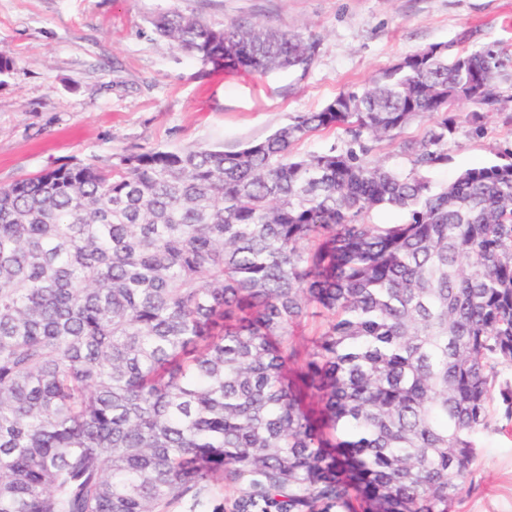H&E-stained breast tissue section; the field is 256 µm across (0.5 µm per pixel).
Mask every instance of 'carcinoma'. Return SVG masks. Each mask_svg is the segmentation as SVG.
Segmentation results:
<instances>
[{
  "label": "carcinoma",
  "mask_w": 512,
  "mask_h": 512,
  "mask_svg": "<svg viewBox=\"0 0 512 512\" xmlns=\"http://www.w3.org/2000/svg\"><path fill=\"white\" fill-rule=\"evenodd\" d=\"M215 68L318 42L168 11ZM226 152L154 148L0 186V512H455L495 397L512 422V152L438 190L448 100H512V55L433 45ZM404 142L407 167L374 155ZM339 146L304 154L311 134ZM396 209L401 224H371ZM427 123L425 121L416 122L409 126L400 139L396 142L389 143H381L376 148V154L381 156H389L390 161L397 165H405L406 157L403 152V142L420 138L424 130L426 128ZM344 135L334 129L324 130L312 134L309 138L301 141L294 147L295 152L305 153L309 151L321 150L331 145H340Z\"/></svg>",
  "instance_id": "cac0c4a2"
}]
</instances>
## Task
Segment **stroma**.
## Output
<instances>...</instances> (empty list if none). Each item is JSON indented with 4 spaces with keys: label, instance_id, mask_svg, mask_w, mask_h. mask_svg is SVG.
<instances>
[{
    "label": "stroma",
    "instance_id": "35a3bbf8",
    "mask_svg": "<svg viewBox=\"0 0 512 512\" xmlns=\"http://www.w3.org/2000/svg\"><path fill=\"white\" fill-rule=\"evenodd\" d=\"M166 11L220 27L261 22L311 35L307 69L255 74L191 61L159 41ZM435 44L512 49V0H0V185L43 168L152 148L264 138L289 114L314 112L344 90ZM454 105L460 128L435 186L512 147V101L488 114ZM456 512H512V432L487 435Z\"/></svg>",
    "mask_w": 512,
    "mask_h": 512
}]
</instances>
